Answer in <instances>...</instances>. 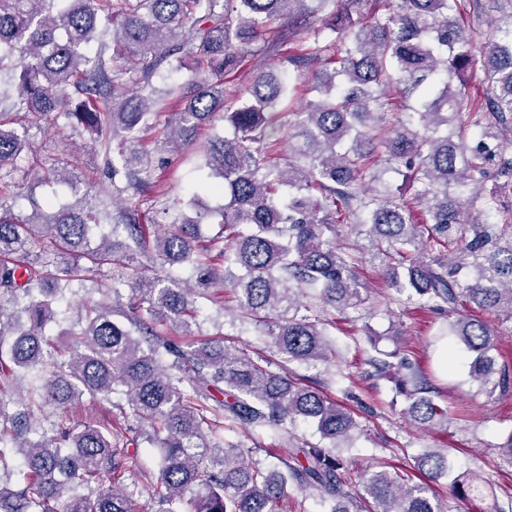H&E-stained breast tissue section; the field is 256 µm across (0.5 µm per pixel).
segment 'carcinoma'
Here are the masks:
<instances>
[{
    "instance_id": "obj_1",
    "label": "carcinoma",
    "mask_w": 512,
    "mask_h": 512,
    "mask_svg": "<svg viewBox=\"0 0 512 512\" xmlns=\"http://www.w3.org/2000/svg\"><path fill=\"white\" fill-rule=\"evenodd\" d=\"M343 2L338 10L336 0H0V103L12 100L0 111V383L25 392L0 398V512H139L145 496L150 512H279L290 486L326 512H443L434 484L444 476L464 496L478 493L438 449L415 458L418 483L377 470L347 491L348 462L336 449L359 423L292 366H335L328 328L368 300L358 258L337 242L348 224L387 287L451 318L448 335L469 354L471 380L491 395L512 390L486 319L512 322V205L503 204L512 201L503 149L512 135V0H487L496 16L485 30L463 24L479 19L482 0H393L382 13L368 8L372 0ZM100 18L112 25L108 57L104 44L90 50ZM284 18L305 22L306 38L282 33L274 49L299 78L314 62L322 68L312 76L318 96L295 112L283 145L269 129L293 98V77L260 73L238 94L224 83ZM183 69L191 79L166 93L176 113L160 146L192 147L217 116L233 130L204 150L194 216L151 233L140 201L114 200L105 232L75 205L47 218L13 211L6 199L25 132L61 117L76 134L127 140L111 175L127 185L112 192L134 187L135 169H149L151 158L135 133L162 108L153 78ZM467 72L481 73L483 93L469 91ZM382 156L410 171L412 197L375 186ZM28 172L76 189L64 166L41 171L34 160ZM201 193L224 204L211 208ZM418 208L428 222H415ZM496 214L505 221L498 230ZM215 215L219 266L202 260L199 244V226ZM151 254L190 268L194 281L129 276L137 256ZM106 275L112 303L88 304L71 338L53 333L49 322L69 309L75 285ZM220 288L268 353L195 339L202 301L226 310ZM160 320L181 335L157 331ZM394 382L408 420L448 430L422 372ZM86 395L122 420L61 417L45 429L33 419L36 406L64 409ZM299 420L329 445L297 438ZM226 429L278 436L273 468L255 457L260 445L224 440ZM142 441L158 449L159 465L126 484L130 449Z\"/></svg>"
}]
</instances>
